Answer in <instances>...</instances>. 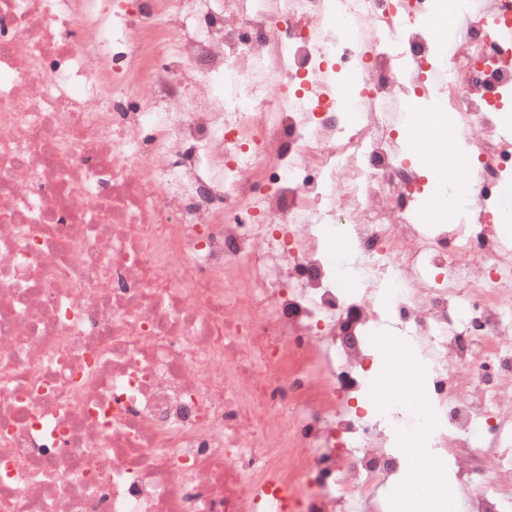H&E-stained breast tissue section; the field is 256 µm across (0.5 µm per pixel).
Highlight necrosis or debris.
<instances>
[{
  "mask_svg": "<svg viewBox=\"0 0 512 512\" xmlns=\"http://www.w3.org/2000/svg\"><path fill=\"white\" fill-rule=\"evenodd\" d=\"M428 3L0 0V512H411L375 498L401 468L365 413L388 318L435 372L419 440L490 474L472 512H512L484 374L512 375V47L488 33L512 0H456L443 55ZM429 96L478 152L421 212L397 138Z\"/></svg>",
  "mask_w": 512,
  "mask_h": 512,
  "instance_id": "necrosis-or-debris-1",
  "label": "necrosis or debris"
}]
</instances>
